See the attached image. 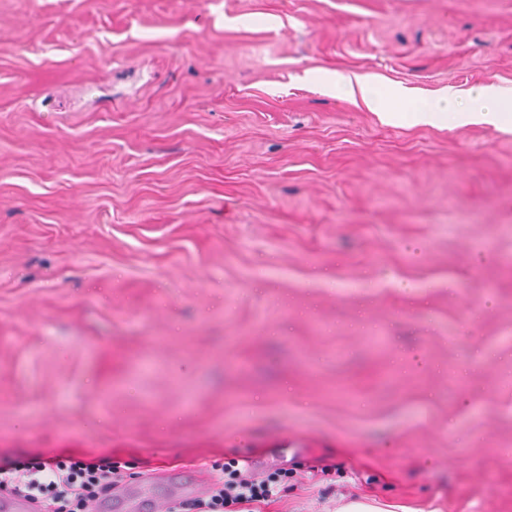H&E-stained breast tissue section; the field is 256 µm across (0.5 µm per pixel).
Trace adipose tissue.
<instances>
[{
  "instance_id": "obj_1",
  "label": "adipose tissue",
  "mask_w": 512,
  "mask_h": 512,
  "mask_svg": "<svg viewBox=\"0 0 512 512\" xmlns=\"http://www.w3.org/2000/svg\"><path fill=\"white\" fill-rule=\"evenodd\" d=\"M322 81L329 92L360 95L366 107L387 123L439 126L486 124L512 131V102L502 99L497 88L491 84L476 88L465 98L452 93L444 94L398 110L391 108L386 99L364 80L354 81L329 71L323 75Z\"/></svg>"
}]
</instances>
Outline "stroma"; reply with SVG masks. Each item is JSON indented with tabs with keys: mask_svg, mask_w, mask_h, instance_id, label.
<instances>
[{
	"mask_svg": "<svg viewBox=\"0 0 512 512\" xmlns=\"http://www.w3.org/2000/svg\"><path fill=\"white\" fill-rule=\"evenodd\" d=\"M512 0H0V465L512 512ZM322 81L331 93L355 95L358 91L366 107L387 123L439 126L486 124L499 130L512 131V102L502 99L492 84L476 88L466 98L448 92V95H441L423 104L411 102L398 110L391 108L368 82L358 77L355 78V86L350 78L327 71Z\"/></svg>",
	"mask_w": 512,
	"mask_h": 512,
	"instance_id": "35a3bbf8",
	"label": "stroma"
}]
</instances>
